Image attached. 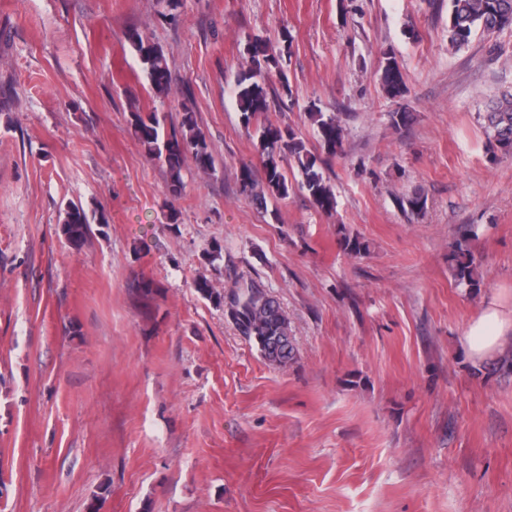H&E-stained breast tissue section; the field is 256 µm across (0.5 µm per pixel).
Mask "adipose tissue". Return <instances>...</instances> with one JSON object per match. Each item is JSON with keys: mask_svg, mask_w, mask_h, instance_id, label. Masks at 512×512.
<instances>
[{"mask_svg": "<svg viewBox=\"0 0 512 512\" xmlns=\"http://www.w3.org/2000/svg\"><path fill=\"white\" fill-rule=\"evenodd\" d=\"M512 341V307L494 297L483 305L479 317L467 327L465 349L472 361L484 363Z\"/></svg>", "mask_w": 512, "mask_h": 512, "instance_id": "1", "label": "adipose tissue"}]
</instances>
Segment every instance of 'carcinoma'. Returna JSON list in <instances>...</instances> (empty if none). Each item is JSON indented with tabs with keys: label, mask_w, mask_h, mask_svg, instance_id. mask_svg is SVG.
I'll return each instance as SVG.
<instances>
[{
	"label": "carcinoma",
	"mask_w": 512,
	"mask_h": 512,
	"mask_svg": "<svg viewBox=\"0 0 512 512\" xmlns=\"http://www.w3.org/2000/svg\"><path fill=\"white\" fill-rule=\"evenodd\" d=\"M508 28H512V0H449L448 45L452 48L468 45L477 30L494 34ZM128 42L150 88L157 96H166L170 89V69L163 49L151 37L138 31L128 36ZM248 51L250 67L238 76L235 89L237 107L247 128L269 110L268 80L271 73H278L281 82H287L279 66V57L264 40L254 39L249 43ZM382 84L393 100L401 99L407 93L398 61L390 53L384 57ZM306 115L316 127L323 147L328 153L335 154L341 139L336 114H327L311 105ZM486 121L491 149L512 155V93L502 95L486 113ZM130 126L146 154L166 166L165 193L168 198L176 200L185 192L182 170L187 158H192L204 172L215 170L206 137L198 128L195 111L188 103L182 104L181 121L177 127L167 130L159 112H143L138 108L131 110ZM255 136L263 179H257L252 166L242 165L238 175L242 195L260 206L266 204L268 195L287 198L293 184L288 180L284 165L292 158L297 162L301 176L300 190L308 194L318 211L327 215L336 211V197L320 170L318 157L307 149L294 128L265 119L256 126ZM397 204L401 210L417 215L425 208L426 199L423 194L415 192L397 199ZM94 223H106L104 215L95 210L89 211L80 203L69 202L61 209L59 230L76 248L88 238ZM455 261L458 282L470 289L479 287L474 277L476 264L473 256L458 255ZM195 288L204 298L224 304L227 316L269 364L285 367L294 360L295 346L288 318L270 293L252 282L227 298L215 292L205 279L196 281Z\"/></svg>",
	"instance_id": "cac0c4a2"
}]
</instances>
